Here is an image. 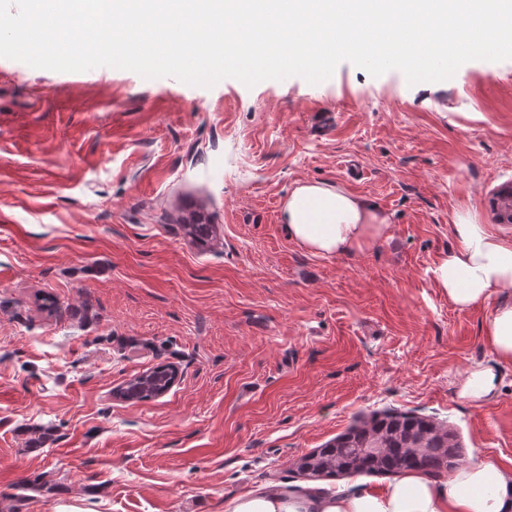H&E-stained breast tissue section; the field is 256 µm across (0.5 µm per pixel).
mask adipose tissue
Instances as JSON below:
<instances>
[{"label":"adipose tissue","instance_id":"1","mask_svg":"<svg viewBox=\"0 0 512 512\" xmlns=\"http://www.w3.org/2000/svg\"><path fill=\"white\" fill-rule=\"evenodd\" d=\"M282 221L295 243L322 256L371 246L389 228L376 205L328 182L295 186ZM450 232L456 247L434 269L435 280L458 308L490 305L484 340L499 362L512 363V240L468 212L456 214ZM225 512H512V469L478 456L445 480L409 471L379 492L326 493L304 483L259 487L230 500Z\"/></svg>","mask_w":512,"mask_h":512}]
</instances>
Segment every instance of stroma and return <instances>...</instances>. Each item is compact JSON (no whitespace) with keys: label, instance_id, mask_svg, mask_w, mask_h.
Returning <instances> with one entry per match:
<instances>
[{"label":"stroma","instance_id":"35a3bbf8","mask_svg":"<svg viewBox=\"0 0 512 512\" xmlns=\"http://www.w3.org/2000/svg\"><path fill=\"white\" fill-rule=\"evenodd\" d=\"M305 181L366 197L387 235L301 247L281 209ZM510 184L512 59L424 90L348 61L203 88L0 57V512H224L384 413L512 464L490 308H456L432 274L456 212L512 240L491 209ZM159 363L179 371L165 395L113 397ZM476 365L495 376L481 406L458 397Z\"/></svg>","mask_w":512,"mask_h":512}]
</instances>
